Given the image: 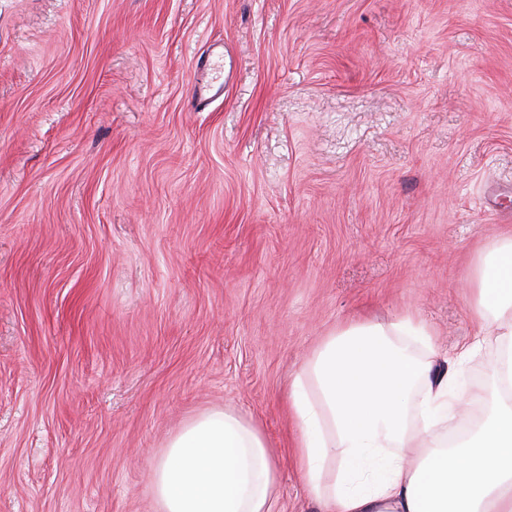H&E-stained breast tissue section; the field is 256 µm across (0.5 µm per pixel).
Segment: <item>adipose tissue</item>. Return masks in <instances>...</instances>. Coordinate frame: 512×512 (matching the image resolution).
<instances>
[{"instance_id": "obj_1", "label": "adipose tissue", "mask_w": 512, "mask_h": 512, "mask_svg": "<svg viewBox=\"0 0 512 512\" xmlns=\"http://www.w3.org/2000/svg\"><path fill=\"white\" fill-rule=\"evenodd\" d=\"M478 292L480 331L450 358L500 356L493 410L468 442L445 443L441 425L462 400L413 317L349 323L296 375L298 461L322 512H512V237L484 257ZM153 473L159 512H272L278 466L261 430L232 410L187 422Z\"/></svg>"}]
</instances>
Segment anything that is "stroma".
I'll list each match as a JSON object with an SVG mask.
<instances>
[{
	"label": "stroma",
	"instance_id": "35a3bbf8",
	"mask_svg": "<svg viewBox=\"0 0 512 512\" xmlns=\"http://www.w3.org/2000/svg\"><path fill=\"white\" fill-rule=\"evenodd\" d=\"M508 235L512 0H0V512H155L218 407L319 512L293 378L351 321L467 343Z\"/></svg>",
	"mask_w": 512,
	"mask_h": 512
}]
</instances>
